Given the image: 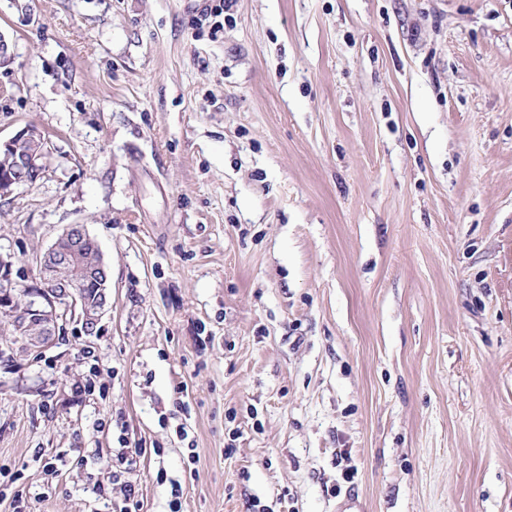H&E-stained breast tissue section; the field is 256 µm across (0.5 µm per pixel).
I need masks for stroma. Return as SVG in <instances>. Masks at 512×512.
Returning <instances> with one entry per match:
<instances>
[{"instance_id": "obj_1", "label": "stroma", "mask_w": 512, "mask_h": 512, "mask_svg": "<svg viewBox=\"0 0 512 512\" xmlns=\"http://www.w3.org/2000/svg\"><path fill=\"white\" fill-rule=\"evenodd\" d=\"M205 4L0 0V141L48 140L0 257L83 224L110 277L93 330H0V492L512 512V0Z\"/></svg>"}]
</instances>
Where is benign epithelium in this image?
I'll return each mask as SVG.
<instances>
[{"mask_svg": "<svg viewBox=\"0 0 512 512\" xmlns=\"http://www.w3.org/2000/svg\"><path fill=\"white\" fill-rule=\"evenodd\" d=\"M11 151L6 156L7 176H0V197H6L20 186L32 185L46 171L44 159L47 144L34 128H24L11 139L0 143V149ZM92 240L86 225L69 224L39 256L38 292L30 297L27 306L14 303L12 279L0 280V317L13 328L14 333L25 336L32 350H42L56 343L61 327L68 319L82 320L93 330L109 305V276L101 250L94 259L84 258V244ZM98 281V300L93 306L86 304L79 290L82 281Z\"/></svg>", "mask_w": 512, "mask_h": 512, "instance_id": "1", "label": "benign epithelium"}]
</instances>
